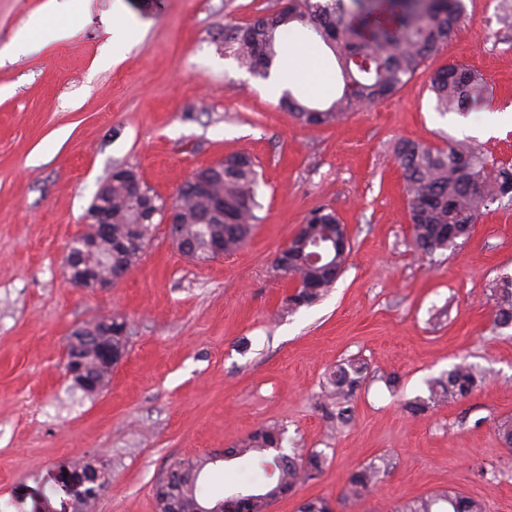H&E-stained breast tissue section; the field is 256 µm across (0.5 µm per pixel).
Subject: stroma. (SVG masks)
Here are the masks:
<instances>
[{
	"label": "stroma",
	"mask_w": 512,
	"mask_h": 512,
	"mask_svg": "<svg viewBox=\"0 0 512 512\" xmlns=\"http://www.w3.org/2000/svg\"><path fill=\"white\" fill-rule=\"evenodd\" d=\"M282 2L83 0L67 37L0 58V512H21L19 489L82 457L108 475L95 512H156L154 489L174 463L274 423L285 449L317 448L328 462L270 512L315 496L334 512H399L446 490L512 512V452L497 434L512 419V327H492L494 287L512 277V203L482 208L464 245L421 260L394 153L402 141L467 140L512 163V123L486 124L487 112L512 109V27L500 0H463L458 36L400 92L316 127L272 101L267 80L221 45L225 27ZM45 3L0 0V47L45 20ZM116 16L138 38L112 63ZM449 63L482 76V111L437 110L430 81ZM240 152L257 163L262 205L245 247L199 263L160 224L112 288L66 281L68 246L114 165L136 166L170 203L195 169ZM321 206L346 225L351 254L327 295L287 314L289 288L272 261ZM115 314L128 322V353L107 386L85 395L66 373V340ZM350 358L370 375L337 432L320 399ZM464 360L487 372L477 390L407 413L404 402ZM383 458L389 475L341 500L348 476Z\"/></svg>",
	"instance_id": "stroma-1"
}]
</instances>
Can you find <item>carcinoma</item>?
Listing matches in <instances>:
<instances>
[{
    "label": "carcinoma",
    "instance_id": "cac0c4a2",
    "mask_svg": "<svg viewBox=\"0 0 512 512\" xmlns=\"http://www.w3.org/2000/svg\"><path fill=\"white\" fill-rule=\"evenodd\" d=\"M463 16V0H287L276 12L224 29V53L267 77L278 60L284 27L298 23L306 28L336 54L343 91L326 108L307 105L290 91L281 97V105L308 125L332 126L356 107L401 90L425 59L457 35ZM482 89V79L457 63L439 69L431 79V91L444 112H461L474 105ZM394 152L404 174L413 247L431 261L436 253L466 243L480 208L504 198L512 202V165L491 163L468 143L450 142L444 149H435L404 141ZM104 185L107 191L94 196L87 211L89 217L108 214L112 224V269L104 268L102 273L127 272L148 246L155 221H164L167 202L145 185L132 165L113 166ZM257 187L256 163L245 153L197 168L178 188L175 200L183 238L180 251L192 259H206L208 247L216 239L224 244L226 254L241 249L254 225L262 221ZM305 224L292 241V264L284 265L278 259L273 262L277 275L292 288L285 299L289 310L322 298L336 283L331 267L348 259L337 251L322 262L307 261L305 242H333L346 233L332 210H313ZM496 292L493 328L510 327L512 279L501 280ZM128 345L126 319L112 317V354L124 358ZM367 376V364L355 359L339 364L329 375L336 409L327 415L336 425L350 422V399ZM483 380L482 371L463 360L430 383L429 400L415 398L406 403V409L421 415L432 403L469 396ZM282 442L281 429L270 425L252 433L242 445L226 450L230 459L252 452H270L272 456L248 466L247 476L233 489L208 495L200 491L198 481L209 458L174 465L175 480L155 490L157 512H195L202 503L238 496L247 499V512H267L284 495L316 478L327 461L324 451L315 448H294L286 453ZM388 473L385 460L380 466L359 469L348 478L345 496H361ZM21 498L30 499L31 512H53V499L59 502V512H67L74 494L65 480L50 473ZM298 512H332V508L326 498L312 497ZM406 512H485V507L478 499L446 491L415 500Z\"/></svg>",
    "mask_w": 512,
    "mask_h": 512
}]
</instances>
